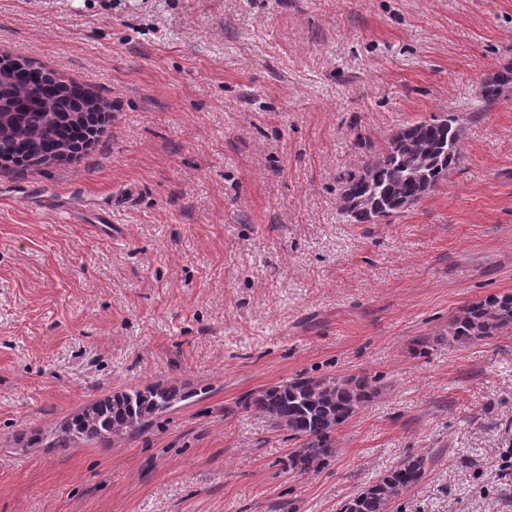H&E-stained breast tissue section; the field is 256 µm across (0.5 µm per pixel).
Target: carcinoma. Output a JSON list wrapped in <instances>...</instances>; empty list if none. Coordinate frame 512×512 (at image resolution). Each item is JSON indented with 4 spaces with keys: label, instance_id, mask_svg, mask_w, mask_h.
Instances as JSON below:
<instances>
[{
    "label": "carcinoma",
    "instance_id": "cac0c4a2",
    "mask_svg": "<svg viewBox=\"0 0 512 512\" xmlns=\"http://www.w3.org/2000/svg\"><path fill=\"white\" fill-rule=\"evenodd\" d=\"M511 89V69L485 80L480 111L488 110ZM87 97L77 84L57 81L28 64L1 70L0 152L22 166L26 147L31 145L48 153L73 151L76 132L88 124H71L68 115L88 111ZM461 160L456 115L410 123L394 132L361 172L342 178V211L360 224L380 211L392 218L433 192ZM508 329H512V293L463 308L450 323L448 336L456 344H466ZM372 394L363 376L298 377L251 394L244 409L299 440V447L288 456V470L301 476L318 471L332 456L333 433ZM191 398L183 389L163 384L106 395L52 429L50 447L66 451L80 444L109 446L112 440L143 429L155 416ZM423 475V460L408 459L355 494L347 506L350 512H388L392 501Z\"/></svg>",
    "mask_w": 512,
    "mask_h": 512
}]
</instances>
